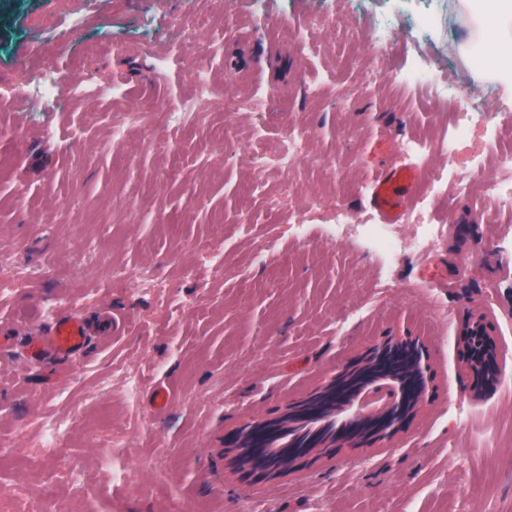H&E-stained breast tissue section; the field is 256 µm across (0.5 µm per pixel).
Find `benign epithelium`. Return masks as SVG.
<instances>
[{"instance_id":"benign-epithelium-1","label":"benign epithelium","mask_w":512,"mask_h":512,"mask_svg":"<svg viewBox=\"0 0 512 512\" xmlns=\"http://www.w3.org/2000/svg\"><path fill=\"white\" fill-rule=\"evenodd\" d=\"M464 361L476 385L489 387L498 372L492 327L482 315L469 321L463 336ZM425 345L411 336L376 346L353 366L338 372L307 398L275 417L249 421L235 429L228 443L235 464L248 478L267 479L304 465L314 453L394 435L415 414L428 388ZM361 399L367 411L338 424L327 421L333 408Z\"/></svg>"}]
</instances>
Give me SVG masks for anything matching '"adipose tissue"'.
Segmentation results:
<instances>
[{
    "mask_svg": "<svg viewBox=\"0 0 512 512\" xmlns=\"http://www.w3.org/2000/svg\"><path fill=\"white\" fill-rule=\"evenodd\" d=\"M478 36L489 39L490 75L512 83V0H465Z\"/></svg>",
    "mask_w": 512,
    "mask_h": 512,
    "instance_id": "ef3b65f1",
    "label": "adipose tissue"
}]
</instances>
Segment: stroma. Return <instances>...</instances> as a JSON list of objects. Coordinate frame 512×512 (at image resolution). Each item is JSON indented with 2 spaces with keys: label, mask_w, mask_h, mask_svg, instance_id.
<instances>
[{
  "label": "stroma",
  "mask_w": 512,
  "mask_h": 512,
  "mask_svg": "<svg viewBox=\"0 0 512 512\" xmlns=\"http://www.w3.org/2000/svg\"><path fill=\"white\" fill-rule=\"evenodd\" d=\"M434 2L421 33L408 0H0V437L18 443L0 458V512H28L48 485L63 512H512V211L448 186L434 245L390 263L361 236L330 240L317 217L299 237L274 231L313 197L372 222L366 185L391 165L464 173L473 152L512 153L501 85L453 154H402L408 138L445 135L480 80L461 0ZM382 21L403 55L436 63L440 96L377 75L362 33ZM199 54L225 108L196 92ZM46 62L116 91L61 93L50 109L6 98ZM187 100L199 116L170 125ZM140 108L146 130L113 142V122ZM292 125L308 131L296 167L258 169L255 151ZM499 125L503 140L485 141ZM219 237L221 273L206 256ZM68 314L89 317L83 351L30 359L31 332ZM479 314L499 353L485 390L461 356ZM399 336L425 342L435 379L393 438L272 483L228 468L232 428ZM72 420L46 446L44 428Z\"/></svg>",
  "instance_id": "35a3bbf8"
}]
</instances>
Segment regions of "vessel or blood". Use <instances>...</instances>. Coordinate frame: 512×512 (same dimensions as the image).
<instances>
[{"mask_svg":"<svg viewBox=\"0 0 512 512\" xmlns=\"http://www.w3.org/2000/svg\"><path fill=\"white\" fill-rule=\"evenodd\" d=\"M418 186L419 173L412 166H398L375 174L369 182V204L380 223H396ZM87 334L88 327L80 319L59 320L47 338L38 337L32 341L31 355L35 358L73 355L81 350Z\"/></svg>","mask_w":512,"mask_h":512,"instance_id":"1","label":"vessel or blood"}]
</instances>
